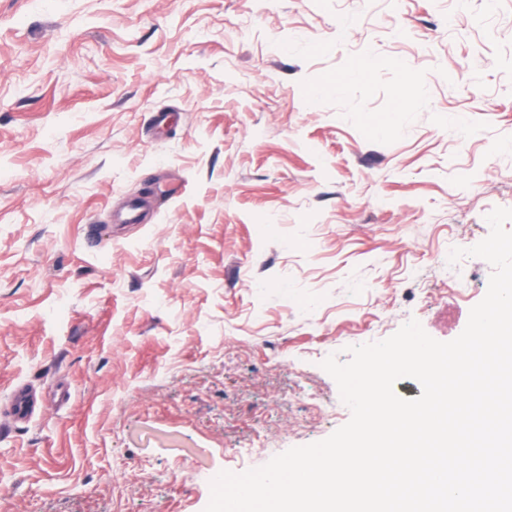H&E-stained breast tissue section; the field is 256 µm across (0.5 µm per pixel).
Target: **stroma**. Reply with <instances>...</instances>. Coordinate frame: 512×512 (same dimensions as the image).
<instances>
[{
	"mask_svg": "<svg viewBox=\"0 0 512 512\" xmlns=\"http://www.w3.org/2000/svg\"><path fill=\"white\" fill-rule=\"evenodd\" d=\"M497 207L512 0H0V502L204 512L349 421L328 355L461 334ZM37 402L34 395L25 387H17L11 395V420L24 422L36 413Z\"/></svg>",
	"mask_w": 512,
	"mask_h": 512,
	"instance_id": "obj_1",
	"label": "stroma"
}]
</instances>
